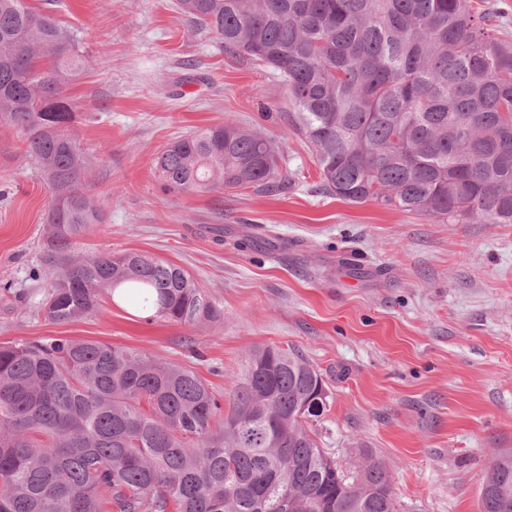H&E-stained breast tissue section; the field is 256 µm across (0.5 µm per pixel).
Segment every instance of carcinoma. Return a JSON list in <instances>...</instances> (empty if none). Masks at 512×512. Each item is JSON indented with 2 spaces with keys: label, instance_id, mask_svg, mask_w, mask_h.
Here are the masks:
<instances>
[{
  "label": "carcinoma",
  "instance_id": "obj_1",
  "mask_svg": "<svg viewBox=\"0 0 512 512\" xmlns=\"http://www.w3.org/2000/svg\"><path fill=\"white\" fill-rule=\"evenodd\" d=\"M279 72L322 189L450 224H512V42L468 0H174ZM79 41L27 0H0V123L52 191L43 310L71 323L122 299L166 322L215 318L185 269L136 252L89 254L104 220L71 131ZM170 191L273 189L276 147L232 122L157 157ZM322 375L278 347L252 352L230 410L193 370L92 340L0 343V512H397L369 450L352 471L309 429ZM481 512H512V456L487 470Z\"/></svg>",
  "mask_w": 512,
  "mask_h": 512
}]
</instances>
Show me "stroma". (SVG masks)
Here are the masks:
<instances>
[{
  "label": "stroma",
  "mask_w": 512,
  "mask_h": 512,
  "mask_svg": "<svg viewBox=\"0 0 512 512\" xmlns=\"http://www.w3.org/2000/svg\"><path fill=\"white\" fill-rule=\"evenodd\" d=\"M81 39L74 132L104 221L86 252L133 251L186 269L218 313L148 320L121 300L49 321L40 242L51 200L19 134L0 127V341L89 339L193 368L220 402L247 356L277 346L322 375L312 427L346 468L371 450L399 512H481L486 470L512 455V224H449L325 193L310 143L290 130L288 88L230 53L172 0H28ZM233 121L278 151L282 188L172 193L157 154Z\"/></svg>",
  "instance_id": "obj_1"
}]
</instances>
